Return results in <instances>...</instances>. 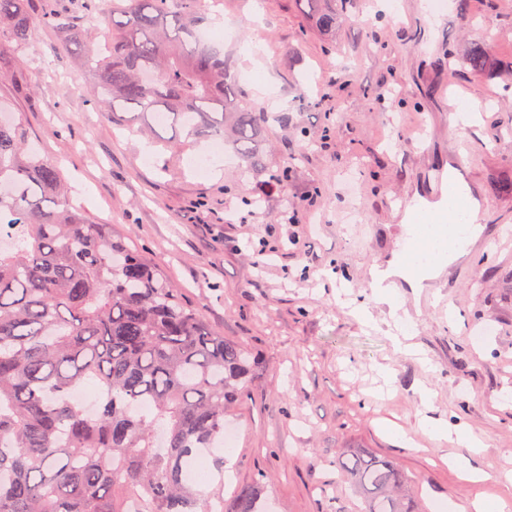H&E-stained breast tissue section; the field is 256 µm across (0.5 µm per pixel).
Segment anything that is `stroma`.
<instances>
[{
  "instance_id": "1",
  "label": "stroma",
  "mask_w": 512,
  "mask_h": 512,
  "mask_svg": "<svg viewBox=\"0 0 512 512\" xmlns=\"http://www.w3.org/2000/svg\"><path fill=\"white\" fill-rule=\"evenodd\" d=\"M106 0H29L68 15L61 31L36 29L0 52V99L74 204L111 225L202 306L209 325L260 362L226 426L224 460L239 487L259 485L269 512H359L336 462L357 448L398 463L420 512H459L484 497L512 512V0H349L335 35L319 34L294 0H192L226 20L215 42L241 91L263 111L281 101L287 126H271L266 165L303 159L288 183L241 178L238 164L194 169L208 141L170 150L180 125L156 135L136 113L97 112L83 46L89 13ZM489 70H452L477 28ZM488 109L454 125L457 100ZM480 200L482 234L426 288L396 286V306L376 302L369 269L398 251L414 197L439 198L435 170ZM262 197L260 208L247 200ZM366 306L368 320L354 307ZM434 395L420 405L418 390ZM482 437V452L424 434L421 418ZM487 472L468 485L460 466Z\"/></svg>"
}]
</instances>
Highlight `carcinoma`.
<instances>
[{"label": "carcinoma", "instance_id": "obj_1", "mask_svg": "<svg viewBox=\"0 0 512 512\" xmlns=\"http://www.w3.org/2000/svg\"><path fill=\"white\" fill-rule=\"evenodd\" d=\"M28 0H0V50L25 44L39 19ZM323 34H334L344 0H296ZM108 44L88 50L93 97L104 114L130 106L143 115L186 118V139L224 138L246 173L266 171L262 146L284 112H264L237 90L224 54L205 43V17L187 0H112L89 18ZM476 43L461 64L480 74ZM297 165L268 173L282 186ZM0 231L18 242L0 251V512H213L224 504V458L211 455L219 485L202 498L184 464L212 451L224 416L257 368L240 343L218 335L140 251L73 205L60 168L28 146L21 123L0 124ZM95 380L89 414L70 391ZM360 512H416L401 467L364 451L338 460ZM223 512H266L245 485Z\"/></svg>", "mask_w": 512, "mask_h": 512}]
</instances>
